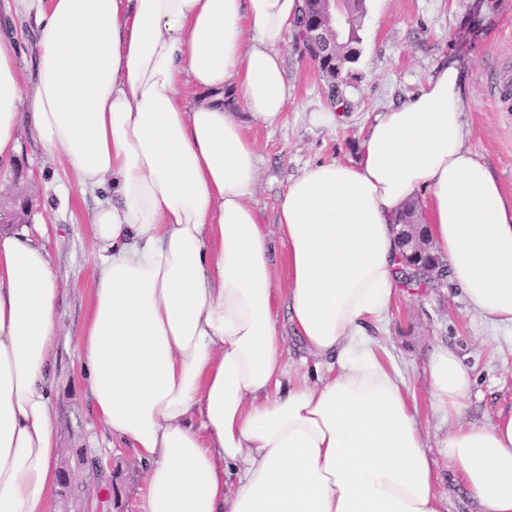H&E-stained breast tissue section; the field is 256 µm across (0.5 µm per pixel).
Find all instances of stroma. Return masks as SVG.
Wrapping results in <instances>:
<instances>
[{"mask_svg": "<svg viewBox=\"0 0 512 512\" xmlns=\"http://www.w3.org/2000/svg\"><path fill=\"white\" fill-rule=\"evenodd\" d=\"M361 56L330 96L314 64L285 43L278 51L288 79V100L273 128L250 126L260 156L251 203L274 226L281 195L311 164L356 161L377 112L408 101L442 62L464 77L463 120L468 145L512 203V0H366ZM0 32L16 36L22 74H30L38 32L0 0ZM329 110L336 120L317 125L312 113ZM20 150L0 165V200L23 195L30 222L25 230L49 253L62 288L57 308L59 344L54 359L53 421L61 445L85 448L110 462L128 512H139L144 471L132 449L114 440L98 420L86 392L76 346L88 318L99 274L92 257L89 217L106 191H81L66 182L57 161L42 153L29 121L19 127ZM276 320L281 358L296 381L315 358L292 333L285 306ZM406 383L419 422L430 439L448 426L428 405L423 368L433 347H454L474 375L469 419L493 422L512 407V332L493 328L473 312L460 288L445 283L415 293L399 289L385 319L370 329Z\"/></svg>", "mask_w": 512, "mask_h": 512, "instance_id": "obj_1", "label": "stroma"}]
</instances>
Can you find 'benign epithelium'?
Masks as SVG:
<instances>
[{
    "mask_svg": "<svg viewBox=\"0 0 512 512\" xmlns=\"http://www.w3.org/2000/svg\"><path fill=\"white\" fill-rule=\"evenodd\" d=\"M320 15L313 18L305 31L307 44L316 49L320 45L336 48V39L347 22L338 10L339 0H318ZM401 243L400 260L412 272L431 275L436 284L447 280L448 273L441 259L432 251L427 229L417 223L403 224L397 232ZM105 467L99 459L88 460L80 448L63 451L58 469L55 497L62 505L61 512H95L93 502L99 498L94 491Z\"/></svg>",
    "mask_w": 512,
    "mask_h": 512,
    "instance_id": "obj_1",
    "label": "benign epithelium"
}]
</instances>
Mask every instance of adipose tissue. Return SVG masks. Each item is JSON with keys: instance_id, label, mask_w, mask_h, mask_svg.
<instances>
[{"instance_id": "adipose-tissue-1", "label": "adipose tissue", "mask_w": 512, "mask_h": 512, "mask_svg": "<svg viewBox=\"0 0 512 512\" xmlns=\"http://www.w3.org/2000/svg\"><path fill=\"white\" fill-rule=\"evenodd\" d=\"M15 4L39 40L28 82L0 35V159L26 118L74 183L110 190L90 218L100 273L78 350L100 422L145 468L139 512H448L441 458L473 512H512V409L465 421L473 376L434 348L428 401L448 433L429 445L369 334L398 292L394 224L418 196L470 309L512 328V204L467 144L459 69L381 109L355 163L308 166L271 231L250 202L245 125L282 117L277 50L301 0ZM60 294L46 250L0 233V512H49L56 488ZM283 296L309 351L336 359L316 382L282 385ZM275 252L273 255V272L277 288L286 290L288 284V267L285 259V248L278 237H272Z\"/></svg>"}]
</instances>
